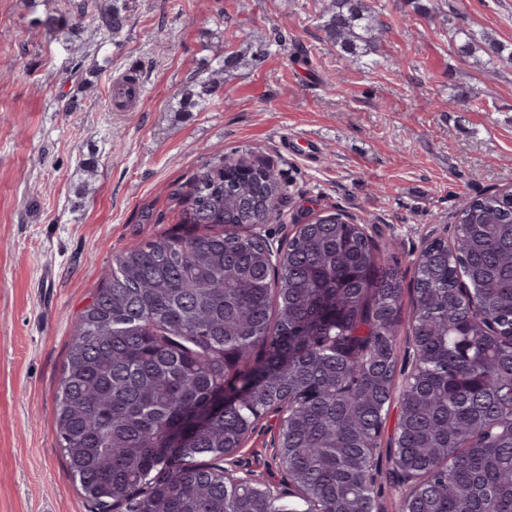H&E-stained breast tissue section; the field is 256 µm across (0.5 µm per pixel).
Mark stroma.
Instances as JSON below:
<instances>
[{"instance_id":"stroma-1","label":"stroma","mask_w":512,"mask_h":512,"mask_svg":"<svg viewBox=\"0 0 512 512\" xmlns=\"http://www.w3.org/2000/svg\"><path fill=\"white\" fill-rule=\"evenodd\" d=\"M327 2L128 0L119 36L87 18L66 41L31 23L58 0H0V512H93L55 430L72 323L124 248L179 223L171 192L205 163L249 151L287 184L273 241L342 212L405 268L463 202L512 187V0H369L374 65L327 40ZM454 24L492 35L495 73ZM219 62L209 104L183 111ZM128 73L145 96L113 111ZM276 436L260 418L227 466L283 481Z\"/></svg>"}]
</instances>
